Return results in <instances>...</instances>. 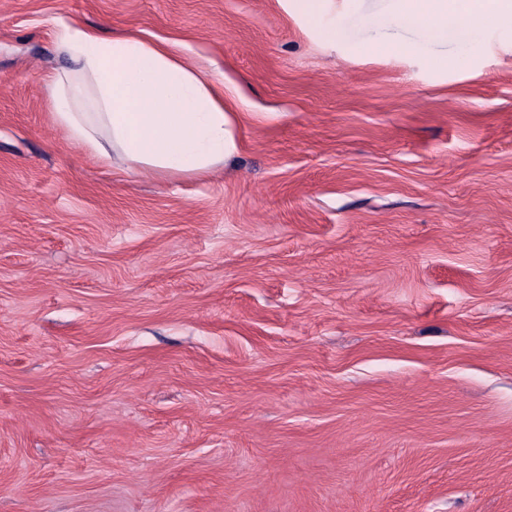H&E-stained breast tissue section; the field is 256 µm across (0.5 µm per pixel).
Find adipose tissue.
<instances>
[{
  "instance_id": "adipose-tissue-1",
  "label": "adipose tissue",
  "mask_w": 512,
  "mask_h": 512,
  "mask_svg": "<svg viewBox=\"0 0 512 512\" xmlns=\"http://www.w3.org/2000/svg\"><path fill=\"white\" fill-rule=\"evenodd\" d=\"M511 16L512 0H396L393 19L445 31ZM57 40L73 66L51 81L54 119L103 164L202 178L237 153L223 81L185 64L175 44L74 25Z\"/></svg>"
}]
</instances>
